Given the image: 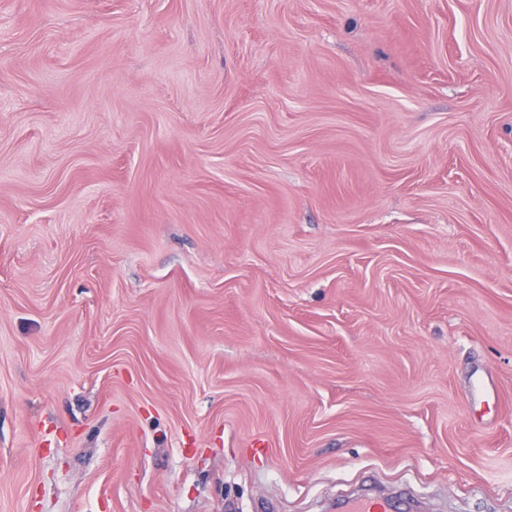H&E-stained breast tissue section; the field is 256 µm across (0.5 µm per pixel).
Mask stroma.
I'll return each mask as SVG.
<instances>
[{"mask_svg":"<svg viewBox=\"0 0 512 512\" xmlns=\"http://www.w3.org/2000/svg\"><path fill=\"white\" fill-rule=\"evenodd\" d=\"M369 471L512 512V0H0V512Z\"/></svg>","mask_w":512,"mask_h":512,"instance_id":"1","label":"stroma"}]
</instances>
